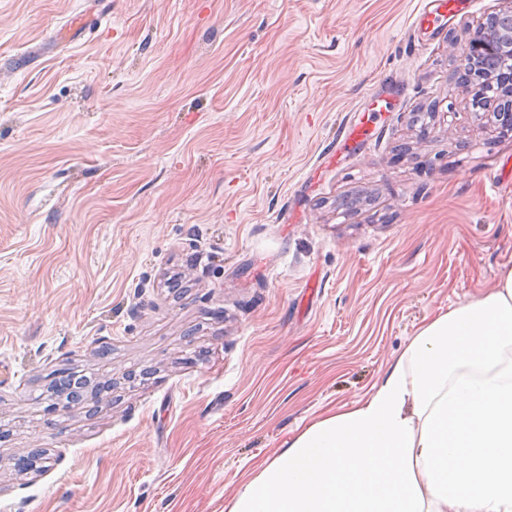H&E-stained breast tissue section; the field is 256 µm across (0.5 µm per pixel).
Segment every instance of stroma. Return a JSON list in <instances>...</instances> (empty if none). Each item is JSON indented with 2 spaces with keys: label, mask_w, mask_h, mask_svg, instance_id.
Segmentation results:
<instances>
[{
  "label": "stroma",
  "mask_w": 512,
  "mask_h": 512,
  "mask_svg": "<svg viewBox=\"0 0 512 512\" xmlns=\"http://www.w3.org/2000/svg\"><path fill=\"white\" fill-rule=\"evenodd\" d=\"M427 3L0 0V512H226L512 266Z\"/></svg>",
  "instance_id": "35a3bbf8"
}]
</instances>
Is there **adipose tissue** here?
Returning a JSON list of instances; mask_svg holds the SVG:
<instances>
[{
  "label": "adipose tissue",
  "instance_id": "adipose-tissue-1",
  "mask_svg": "<svg viewBox=\"0 0 512 512\" xmlns=\"http://www.w3.org/2000/svg\"><path fill=\"white\" fill-rule=\"evenodd\" d=\"M227 512H512V267L425 323L371 392L308 424Z\"/></svg>",
  "mask_w": 512,
  "mask_h": 512
}]
</instances>
